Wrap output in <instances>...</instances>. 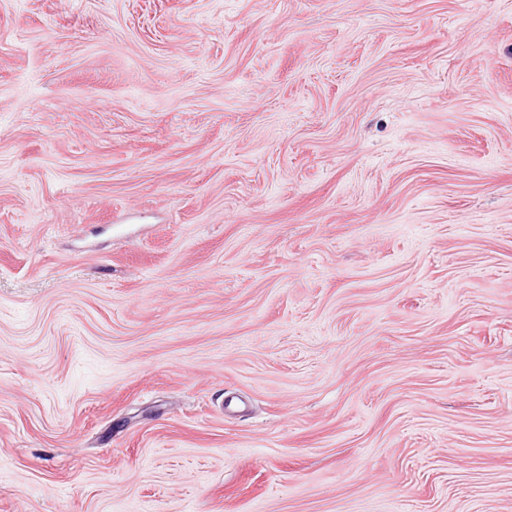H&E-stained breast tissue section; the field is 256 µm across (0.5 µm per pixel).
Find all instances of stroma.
<instances>
[{
    "label": "stroma",
    "instance_id": "stroma-1",
    "mask_svg": "<svg viewBox=\"0 0 512 512\" xmlns=\"http://www.w3.org/2000/svg\"><path fill=\"white\" fill-rule=\"evenodd\" d=\"M0 512H512V0H0Z\"/></svg>",
    "mask_w": 512,
    "mask_h": 512
}]
</instances>
